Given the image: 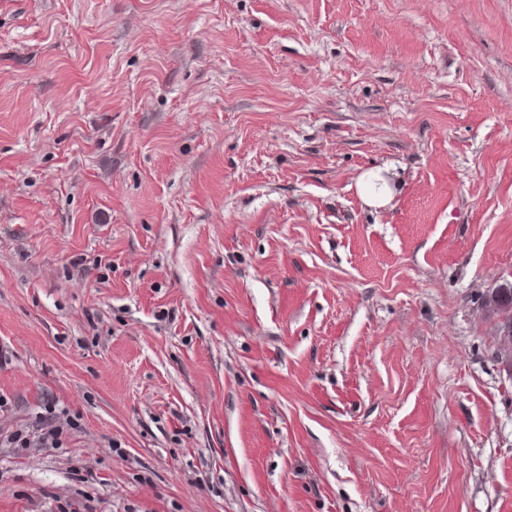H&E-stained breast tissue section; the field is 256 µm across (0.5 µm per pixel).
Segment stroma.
<instances>
[{
  "label": "stroma",
  "mask_w": 512,
  "mask_h": 512,
  "mask_svg": "<svg viewBox=\"0 0 512 512\" xmlns=\"http://www.w3.org/2000/svg\"><path fill=\"white\" fill-rule=\"evenodd\" d=\"M506 280L512 0H0V512H512ZM358 190L368 206L380 207L387 204L393 195L389 179L382 169L368 171L361 176ZM501 288L486 296V307H488L500 320L497 324L499 326L502 321L512 322V283L505 281Z\"/></svg>",
  "instance_id": "1"
}]
</instances>
